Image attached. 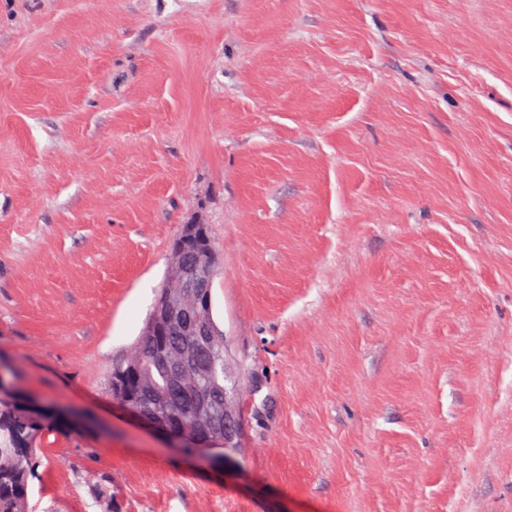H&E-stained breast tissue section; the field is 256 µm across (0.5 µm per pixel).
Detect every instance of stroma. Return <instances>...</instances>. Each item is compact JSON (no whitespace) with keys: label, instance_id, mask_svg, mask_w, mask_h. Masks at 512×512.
I'll return each instance as SVG.
<instances>
[{"label":"stroma","instance_id":"35a3bbf8","mask_svg":"<svg viewBox=\"0 0 512 512\" xmlns=\"http://www.w3.org/2000/svg\"><path fill=\"white\" fill-rule=\"evenodd\" d=\"M194 222L222 465L109 388ZM0 373L30 512H512V0H0Z\"/></svg>","mask_w":512,"mask_h":512}]
</instances>
